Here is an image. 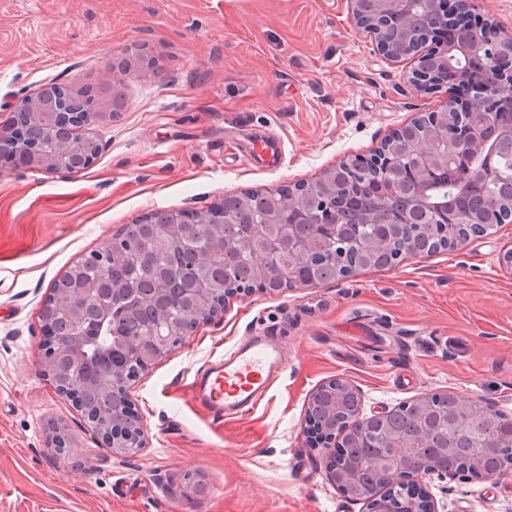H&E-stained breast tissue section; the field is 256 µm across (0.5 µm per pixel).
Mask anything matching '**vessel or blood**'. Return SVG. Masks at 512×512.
Returning <instances> with one entry per match:
<instances>
[{
  "mask_svg": "<svg viewBox=\"0 0 512 512\" xmlns=\"http://www.w3.org/2000/svg\"><path fill=\"white\" fill-rule=\"evenodd\" d=\"M284 367L279 348L269 338H254L235 346L219 364L199 371L192 397L204 413L215 419L235 418L259 404L268 386Z\"/></svg>",
  "mask_w": 512,
  "mask_h": 512,
  "instance_id": "vessel-or-blood-1",
  "label": "vessel or blood"
}]
</instances>
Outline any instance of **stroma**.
I'll return each instance as SVG.
<instances>
[{
    "instance_id": "1",
    "label": "stroma",
    "mask_w": 512,
    "mask_h": 512,
    "mask_svg": "<svg viewBox=\"0 0 512 512\" xmlns=\"http://www.w3.org/2000/svg\"><path fill=\"white\" fill-rule=\"evenodd\" d=\"M119 53L126 105L93 123L89 168L0 166V512H368L308 445L307 401L338 377L365 415L437 392L512 418L504 224L391 269L238 296L133 385L147 446L113 457L35 370L54 280L147 213L313 182L448 103L409 84L413 61L383 57L348 0H0V128L42 88L102 87ZM268 136L280 157L250 153ZM251 336L287 368L251 414L213 420L194 374ZM425 487L438 512H512V477Z\"/></svg>"
}]
</instances>
